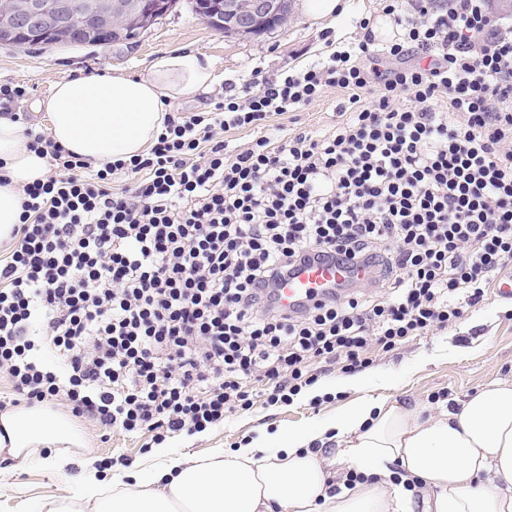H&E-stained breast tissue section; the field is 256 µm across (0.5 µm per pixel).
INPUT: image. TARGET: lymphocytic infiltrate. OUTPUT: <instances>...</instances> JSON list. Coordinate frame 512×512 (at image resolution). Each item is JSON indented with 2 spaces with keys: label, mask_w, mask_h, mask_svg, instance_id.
<instances>
[{
  "label": "lymphocytic infiltrate",
  "mask_w": 512,
  "mask_h": 512,
  "mask_svg": "<svg viewBox=\"0 0 512 512\" xmlns=\"http://www.w3.org/2000/svg\"><path fill=\"white\" fill-rule=\"evenodd\" d=\"M382 11L394 41L228 86L127 160L95 168L25 128L50 173L21 187L0 255V373L26 405L160 445L483 300L512 263V25L490 0ZM329 88L348 95L333 130L264 134ZM239 128L261 135L228 150ZM318 260L367 268V290L283 308L280 282Z\"/></svg>",
  "instance_id": "1"
}]
</instances>
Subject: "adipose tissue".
Instances as JSON below:
<instances>
[{
  "label": "adipose tissue",
  "mask_w": 512,
  "mask_h": 512,
  "mask_svg": "<svg viewBox=\"0 0 512 512\" xmlns=\"http://www.w3.org/2000/svg\"><path fill=\"white\" fill-rule=\"evenodd\" d=\"M209 60L192 52L154 57L135 77L88 73L63 77L40 102L50 138L97 165L143 153L163 128L172 101L208 89ZM0 245L21 213L20 189L44 179L45 158L0 114ZM420 404L367 396L334 418L293 426L211 458L157 449L153 468L121 470L104 491L84 470L77 502L84 512H512V380L483 386L439 415ZM65 472L85 454L75 423L46 406L0 413V457L26 462L41 448ZM350 472L360 480L347 482Z\"/></svg>",
  "instance_id": "1"
}]
</instances>
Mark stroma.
I'll use <instances>...</instances> for the list:
<instances>
[{
    "mask_svg": "<svg viewBox=\"0 0 512 512\" xmlns=\"http://www.w3.org/2000/svg\"><path fill=\"white\" fill-rule=\"evenodd\" d=\"M343 15L320 24L310 23L301 8L302 0H290L286 22L260 36H225L214 31L192 13L187 0L133 41L99 47L0 46V84L24 86L25 95L10 103L13 113L24 114L30 125L44 128L37 104L47 98L54 83L63 77L95 72L104 76L139 75L146 62L167 50H188L209 58L216 71L215 83L204 92L177 103L176 111H207L211 98L220 96L227 84L240 85L252 74L276 80L289 70L301 71L328 56L337 43H347L364 35L357 29L358 18L378 25L382 16L379 0H343ZM340 91L331 89L300 112L271 116L270 128L287 132L326 130L334 126ZM370 365L360 373L373 394L406 404H430L444 394L451 403L465 400L489 381L512 379V299H502L486 291L483 301L466 309L460 321L445 329L430 331L405 340L393 351L373 348ZM342 371L321 376L319 385L333 388L334 398L321 402L295 399L287 405L258 408L245 414H232L223 426L195 435H178L166 444L177 453L206 457L219 449L237 448L281 427L308 424L336 415L352 403L357 393L337 389ZM78 424L94 461L105 462L102 476L112 471L144 465L152 456L150 434L110 433L94 421L82 418ZM68 479H60L40 458L12 467L0 460V512H37L39 506L67 500L76 493L81 468L71 465Z\"/></svg>",
    "mask_w": 512,
    "mask_h": 512,
    "instance_id": "35a3bbf8",
    "label": "stroma"
}]
</instances>
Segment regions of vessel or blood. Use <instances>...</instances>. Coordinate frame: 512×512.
Instances as JSON below:
<instances>
[{
    "label": "vessel or blood",
    "mask_w": 512,
    "mask_h": 512,
    "mask_svg": "<svg viewBox=\"0 0 512 512\" xmlns=\"http://www.w3.org/2000/svg\"><path fill=\"white\" fill-rule=\"evenodd\" d=\"M363 268L337 262H310L301 266L280 291V302L293 310L309 300L320 299L341 288L361 282Z\"/></svg>",
    "instance_id": "vessel-or-blood-1"
}]
</instances>
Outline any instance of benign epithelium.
I'll use <instances>...</instances> for the list:
<instances>
[{
  "instance_id": "7a95c632",
  "label": "benign epithelium",
  "mask_w": 512,
  "mask_h": 512,
  "mask_svg": "<svg viewBox=\"0 0 512 512\" xmlns=\"http://www.w3.org/2000/svg\"><path fill=\"white\" fill-rule=\"evenodd\" d=\"M247 6L239 7L238 0H224V33L243 34L256 29L257 21L277 10L276 0H245ZM167 3L155 0H94L87 4L84 14L94 19H108L120 15L132 28L150 27L166 10ZM74 5L69 0H3L0 3V40L12 38L23 31L28 38L39 42L48 36L64 38L70 25Z\"/></svg>"
}]
</instances>
